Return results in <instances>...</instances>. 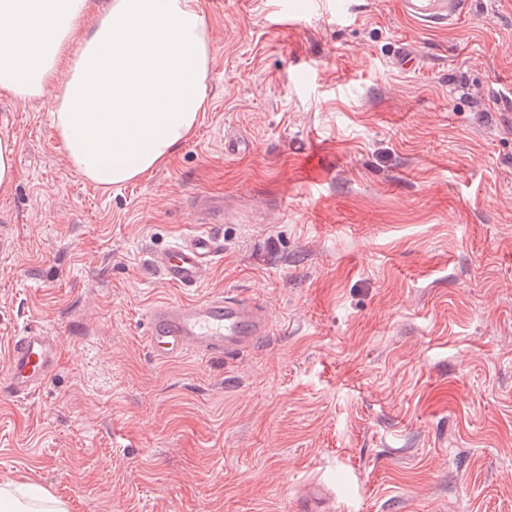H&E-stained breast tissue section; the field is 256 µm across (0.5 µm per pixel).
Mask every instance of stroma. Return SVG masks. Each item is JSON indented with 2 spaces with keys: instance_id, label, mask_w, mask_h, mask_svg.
I'll return each mask as SVG.
<instances>
[{
  "instance_id": "obj_1",
  "label": "stroma",
  "mask_w": 512,
  "mask_h": 512,
  "mask_svg": "<svg viewBox=\"0 0 512 512\" xmlns=\"http://www.w3.org/2000/svg\"><path fill=\"white\" fill-rule=\"evenodd\" d=\"M200 0L209 106L168 163L104 189L72 170L55 89L0 97L17 145L0 195V348L59 337L39 390H0V484L67 512H512V0L425 30L401 0ZM421 62L401 69L398 42ZM250 139L229 157L224 137ZM224 204V253L192 291L156 251ZM231 291L258 345L170 363L154 302ZM329 485H331V483L326 482H316L311 484L307 490L308 499L301 503L299 510L305 512H315L326 509L323 508L320 504L325 498L328 497V495L332 496L334 493L332 489L328 487Z\"/></svg>"
}]
</instances>
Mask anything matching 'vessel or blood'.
I'll list each match as a JSON object with an SVG mask.
<instances>
[{"label": "vessel or blood", "instance_id": "obj_1", "mask_svg": "<svg viewBox=\"0 0 512 512\" xmlns=\"http://www.w3.org/2000/svg\"><path fill=\"white\" fill-rule=\"evenodd\" d=\"M470 0H404L406 14L426 28L452 25ZM219 252L212 231L190 233L180 243L154 255L152 264L175 288L198 287ZM145 340L154 355L174 362L192 353L201 357L233 354L252 347L269 333L265 308L239 295H216L194 301H164L145 314ZM59 339L41 330H26L8 345L4 381L10 393L25 397L52 375Z\"/></svg>", "mask_w": 512, "mask_h": 512}]
</instances>
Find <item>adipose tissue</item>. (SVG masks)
Masks as SVG:
<instances>
[{"mask_svg": "<svg viewBox=\"0 0 512 512\" xmlns=\"http://www.w3.org/2000/svg\"><path fill=\"white\" fill-rule=\"evenodd\" d=\"M0 0V93L56 86L70 167L102 187L150 174L194 135L207 106L209 34L199 0ZM0 512H66L33 483L0 487Z\"/></svg>", "mask_w": 512, "mask_h": 512, "instance_id": "ef3b65f1", "label": "adipose tissue"}]
</instances>
